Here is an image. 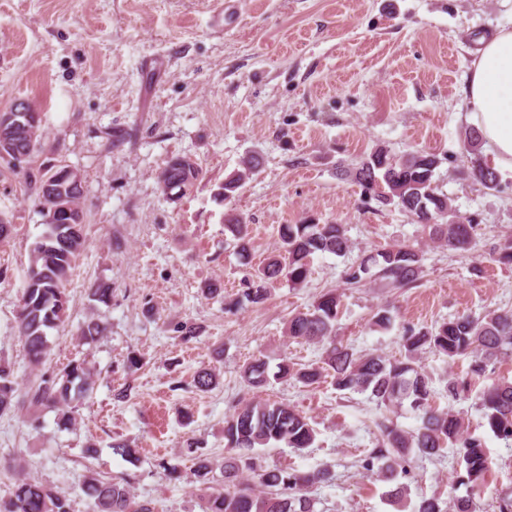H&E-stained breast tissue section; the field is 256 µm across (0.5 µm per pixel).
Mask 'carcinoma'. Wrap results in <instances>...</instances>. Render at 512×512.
<instances>
[{
  "mask_svg": "<svg viewBox=\"0 0 512 512\" xmlns=\"http://www.w3.org/2000/svg\"><path fill=\"white\" fill-rule=\"evenodd\" d=\"M11 141L17 152L31 159L36 140L28 137L25 130L17 128ZM259 165L256 156L244 158L241 168L224 178L218 196L224 201L238 197ZM437 166L438 158L432 153L396 156L379 147L348 174L378 203L395 205L413 223L428 229L431 240L450 250L467 252L476 225L458 214L448 195L439 191L434 180ZM64 170L59 166L54 172L58 176L56 186L60 187L58 205L64 208L60 223L45 225V232L33 244L27 283L16 313L18 336L35 379L19 400L10 369L0 367V415L21 404L36 410L50 407L57 412V424L67 429L74 423L77 403L90 394L93 383L91 372L82 361H72L58 373L43 371L50 350L49 333L59 329L67 317L69 298L65 284L85 243V214L80 206L84 187H71L62 176ZM202 174L196 162L187 161L185 156H172L161 170L159 184L169 200L175 202L185 196ZM471 176L484 188L497 185L498 175L489 165L473 169ZM224 229L231 233L238 254L249 257V225L243 217L229 211ZM279 240L280 252L268 257L256 270L242 292L243 300L263 302L268 296V284L279 277L294 286L301 285L310 275L314 255L341 256L349 249L342 225L319 224L312 219L280 225ZM492 260L512 266V239H505L495 248ZM374 268L392 287L409 288L422 278L423 254L406 243L390 244L349 266L345 281L358 285ZM87 294L96 305L108 307L112 303V288L106 284H91ZM340 312L341 295L331 289L320 294L307 311L297 312L288 320L289 338L323 345L320 363L297 367L284 360L270 374L267 362L258 358L243 369L244 381L255 388L266 386L271 377L313 386L328 375L336 390L368 392L380 408L409 403L413 410L421 412L420 425L407 431L387 417H380L375 422L377 445L363 459V469L382 481L396 484L389 491V498L397 504L408 494L403 479L409 475V456H436L453 447L462 468L457 484L465 487L466 495L455 498L446 507L441 506L437 497H421L410 505V512H476L474 496L484 488L489 469L487 448L481 439L464 433L459 413L432 404L431 379L419 358L428 350L452 360L470 358L466 377L450 376L446 385L449 399L468 397L472 385L486 378L490 365L512 354V311L488 310L480 316L461 314L431 329L407 326L399 336L403 355L393 361L374 353L356 354L336 343L335 327ZM105 330L102 322L91 318L80 327L79 339L91 344ZM478 398L488 428L496 437L512 441V382L496 381L484 386ZM224 439V490L203 495V512H314L306 490L328 480V469L262 470L254 456L255 449L280 443L297 450L311 447L315 430L306 416L284 403H247L226 421ZM212 471L208 458H197L195 475L200 485L210 483ZM245 471L256 474L261 489L241 486L240 476ZM85 489L97 512H154L152 502L136 499L124 478L104 480L92 473ZM0 512H72V506L67 497L52 487L23 476L15 482L10 497L0 501Z\"/></svg>",
  "mask_w": 512,
  "mask_h": 512,
  "instance_id": "cac0c4a2",
  "label": "carcinoma"
}]
</instances>
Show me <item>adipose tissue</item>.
Here are the masks:
<instances>
[{"instance_id": "adipose-tissue-1", "label": "adipose tissue", "mask_w": 512, "mask_h": 512, "mask_svg": "<svg viewBox=\"0 0 512 512\" xmlns=\"http://www.w3.org/2000/svg\"><path fill=\"white\" fill-rule=\"evenodd\" d=\"M465 119L486 143L493 164L512 170V25L482 39L467 77Z\"/></svg>"}]
</instances>
